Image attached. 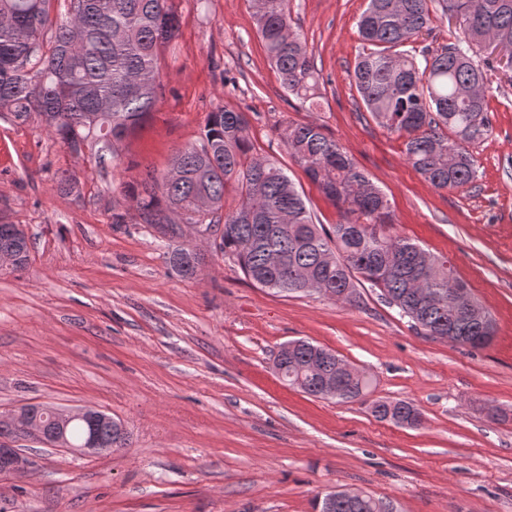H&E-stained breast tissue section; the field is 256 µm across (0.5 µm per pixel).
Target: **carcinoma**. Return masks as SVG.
I'll list each match as a JSON object with an SVG mask.
<instances>
[{"instance_id":"1","label":"carcinoma","mask_w":512,"mask_h":512,"mask_svg":"<svg viewBox=\"0 0 512 512\" xmlns=\"http://www.w3.org/2000/svg\"><path fill=\"white\" fill-rule=\"evenodd\" d=\"M65 17L54 35L58 2ZM456 19L453 40L420 49L430 31L431 2ZM257 33L282 88L314 111L321 99L320 70L305 38L292 25L289 0H251ZM175 0H0V115L18 125L37 117L41 127L70 151L88 145L96 155L117 157L122 142L152 112L163 94L159 62L180 28ZM358 31L362 52L353 82L363 108L381 128L402 139L406 161L435 189L473 182L475 160L467 145L490 130L486 72L473 54L491 43L512 51V0H367ZM278 137L288 155L341 213L330 227L314 222L287 172L260 156L241 110L219 107L206 118L195 144L177 150L166 173H146L128 186L132 219L162 235H179L181 224H203L219 237L258 288L288 296L301 293L300 277L324 284L323 296L341 307L358 304V288L381 300L424 336L459 345H488L494 324L478 316H454L450 290L461 283L449 261L394 233L390 206L380 187L315 121L284 122ZM238 197L224 210V194ZM25 268L28 240L0 221V251ZM170 263L195 275L204 258L188 245ZM347 361L307 339L288 342L274 362L277 374L303 393L353 402L368 394L364 372L343 370ZM333 372L341 388L324 394L319 370ZM374 415L414 427L419 412L409 402L377 400ZM76 446L95 436L99 447L125 448L128 433L104 417L77 419L66 428ZM392 504L370 495L353 502L341 493L317 502L319 512H389Z\"/></svg>"}]
</instances>
